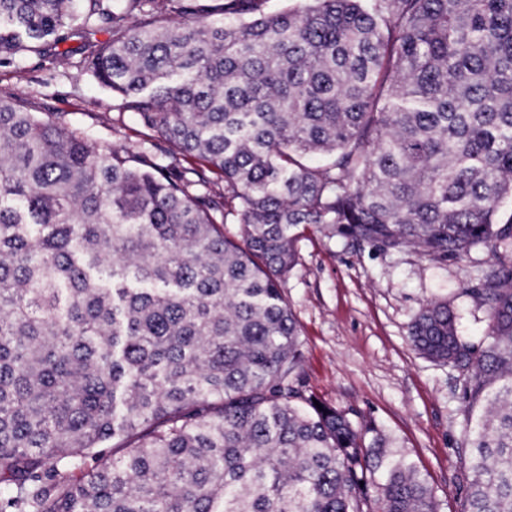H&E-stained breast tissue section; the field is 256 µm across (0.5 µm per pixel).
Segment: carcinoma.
<instances>
[{"mask_svg":"<svg viewBox=\"0 0 512 512\" xmlns=\"http://www.w3.org/2000/svg\"><path fill=\"white\" fill-rule=\"evenodd\" d=\"M268 3L0 0V60L78 37L168 144L0 100V512H437L391 438L295 385L280 283L311 224L492 250L485 340L446 300L409 338L459 369L464 512H512V0Z\"/></svg>","mask_w":512,"mask_h":512,"instance_id":"obj_1","label":"carcinoma"}]
</instances>
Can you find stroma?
Returning a JSON list of instances; mask_svg holds the SVG:
<instances>
[{
	"mask_svg": "<svg viewBox=\"0 0 512 512\" xmlns=\"http://www.w3.org/2000/svg\"><path fill=\"white\" fill-rule=\"evenodd\" d=\"M66 46L73 52L68 68L48 55L0 65V98L114 144L147 136L132 117L113 111L110 95L84 72L81 39ZM297 249L298 264L281 290L300 329L299 389L381 427L433 488L437 512H463L469 459L459 440L465 403L458 372L421 356L409 327L423 305L445 300L461 334L481 342L489 316L472 291L492 255L479 249L461 262H439L362 247L318 226Z\"/></svg>",
	"mask_w": 512,
	"mask_h": 512,
	"instance_id": "35a3bbf8",
	"label": "stroma"
}]
</instances>
